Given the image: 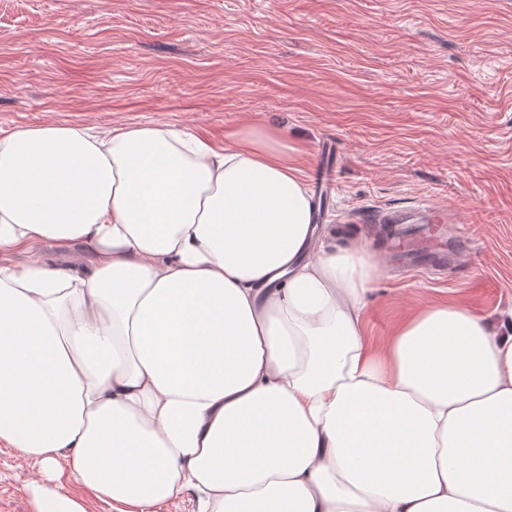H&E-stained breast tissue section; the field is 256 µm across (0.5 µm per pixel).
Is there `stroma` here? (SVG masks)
<instances>
[{
  "label": "stroma",
  "mask_w": 512,
  "mask_h": 512,
  "mask_svg": "<svg viewBox=\"0 0 512 512\" xmlns=\"http://www.w3.org/2000/svg\"><path fill=\"white\" fill-rule=\"evenodd\" d=\"M157 125L304 148L330 242L389 250L364 212L447 207L448 268L381 267L366 329L420 308L512 317V0H0V130ZM0 447V512H31Z\"/></svg>",
  "instance_id": "stroma-1"
}]
</instances>
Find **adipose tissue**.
<instances>
[{"label":"adipose tissue","instance_id":"ef3b65f1","mask_svg":"<svg viewBox=\"0 0 512 512\" xmlns=\"http://www.w3.org/2000/svg\"><path fill=\"white\" fill-rule=\"evenodd\" d=\"M290 147L160 126L0 137V446L33 512H512V319L364 333ZM76 253L49 263L44 248ZM68 490L74 496L82 499L86 512H118L115 506L122 507L119 505H114V507H112L111 501L98 498L97 496L86 492L82 487L75 483L69 485Z\"/></svg>","mask_w":512,"mask_h":512}]
</instances>
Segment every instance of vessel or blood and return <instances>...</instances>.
<instances>
[{
	"instance_id": "vessel-or-blood-1",
	"label": "vessel or blood",
	"mask_w": 512,
	"mask_h": 512,
	"mask_svg": "<svg viewBox=\"0 0 512 512\" xmlns=\"http://www.w3.org/2000/svg\"><path fill=\"white\" fill-rule=\"evenodd\" d=\"M369 224H391L395 227V257L398 266L412 270L447 264L446 249L429 247L432 226L448 221L445 209L425 203L412 209L382 208L365 218Z\"/></svg>"
}]
</instances>
